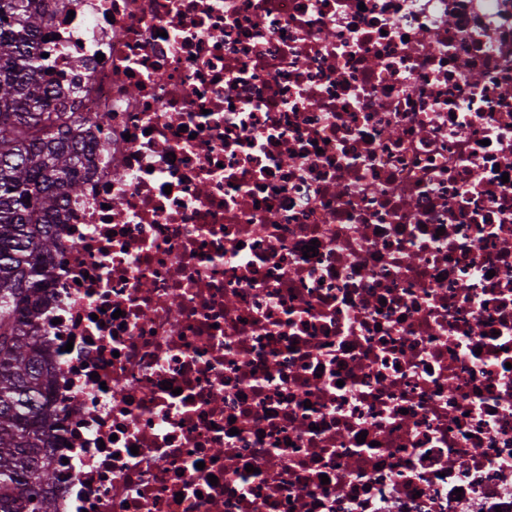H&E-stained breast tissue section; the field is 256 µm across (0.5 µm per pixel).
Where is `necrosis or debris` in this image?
I'll return each instance as SVG.
<instances>
[{
    "label": "necrosis or debris",
    "instance_id": "1",
    "mask_svg": "<svg viewBox=\"0 0 512 512\" xmlns=\"http://www.w3.org/2000/svg\"><path fill=\"white\" fill-rule=\"evenodd\" d=\"M47 34L103 115L39 316L57 512H512V0Z\"/></svg>",
    "mask_w": 512,
    "mask_h": 512
}]
</instances>
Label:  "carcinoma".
I'll return each mask as SVG.
<instances>
[{"label": "carcinoma", "instance_id": "obj_1", "mask_svg": "<svg viewBox=\"0 0 512 512\" xmlns=\"http://www.w3.org/2000/svg\"><path fill=\"white\" fill-rule=\"evenodd\" d=\"M54 2L0 0V512H56L53 377L35 310L54 278V219L82 192L81 129L101 123L41 81Z\"/></svg>", "mask_w": 512, "mask_h": 512}]
</instances>
